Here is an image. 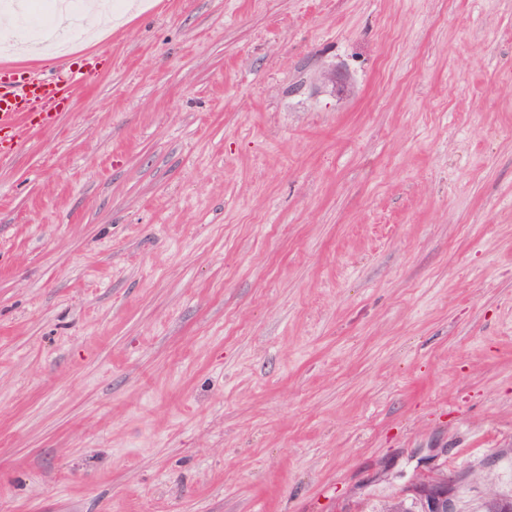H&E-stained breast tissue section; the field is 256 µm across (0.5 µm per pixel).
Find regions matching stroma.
Instances as JSON below:
<instances>
[{"mask_svg": "<svg viewBox=\"0 0 512 512\" xmlns=\"http://www.w3.org/2000/svg\"><path fill=\"white\" fill-rule=\"evenodd\" d=\"M19 41L97 75L0 164V512L512 489V0Z\"/></svg>", "mask_w": 512, "mask_h": 512, "instance_id": "stroma-1", "label": "stroma"}]
</instances>
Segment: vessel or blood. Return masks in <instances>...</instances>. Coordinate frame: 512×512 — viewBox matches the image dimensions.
<instances>
[{
	"instance_id": "obj_1",
	"label": "vessel or blood",
	"mask_w": 512,
	"mask_h": 512,
	"mask_svg": "<svg viewBox=\"0 0 512 512\" xmlns=\"http://www.w3.org/2000/svg\"><path fill=\"white\" fill-rule=\"evenodd\" d=\"M92 68H22L0 64V163L25 144L32 124L53 126L65 101L92 86Z\"/></svg>"
}]
</instances>
